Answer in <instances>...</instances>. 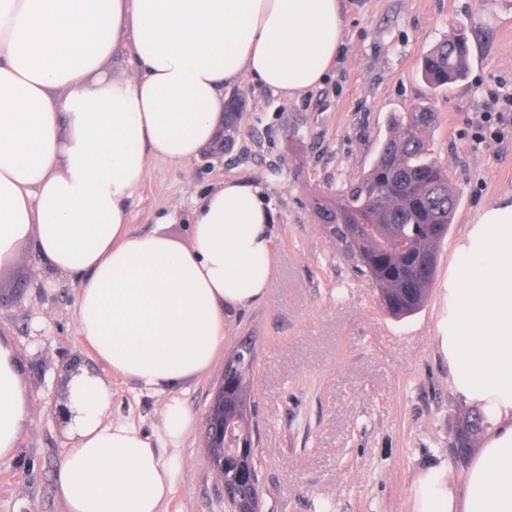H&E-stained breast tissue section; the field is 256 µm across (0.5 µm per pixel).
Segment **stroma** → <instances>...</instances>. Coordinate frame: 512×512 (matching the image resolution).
I'll return each instance as SVG.
<instances>
[{"instance_id": "obj_1", "label": "stroma", "mask_w": 512, "mask_h": 512, "mask_svg": "<svg viewBox=\"0 0 512 512\" xmlns=\"http://www.w3.org/2000/svg\"><path fill=\"white\" fill-rule=\"evenodd\" d=\"M343 43L323 83L286 100L241 81L248 122L221 155L185 167L154 159L130 206L135 231L189 244L192 212L223 178L256 186L273 220L272 286L224 318V348L257 350L254 412L263 512H411L419 479L466 458L452 446L469 407L454 393L435 329L441 288L468 224L512 198V124L480 129L488 112L512 114V0H341ZM466 28L467 76L431 92L420 59L449 30ZM436 114L434 156L458 188L453 224L438 251L424 306L403 319L383 308L371 281L345 256L314 212L315 196L368 170L391 117L420 104ZM78 285L43 272L30 253L0 267V334L23 363L35 413L15 458L0 461V512H65L54 486L68 451L52 411L73 364L106 382L114 415L147 435L164 398L134 390L100 363L78 335ZM224 372L216 357L174 396L193 422L173 449L175 491L163 512H225L204 460L203 422Z\"/></svg>"}]
</instances>
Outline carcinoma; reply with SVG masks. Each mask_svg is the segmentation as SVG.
<instances>
[{
    "instance_id": "cac0c4a2",
    "label": "carcinoma",
    "mask_w": 512,
    "mask_h": 512,
    "mask_svg": "<svg viewBox=\"0 0 512 512\" xmlns=\"http://www.w3.org/2000/svg\"><path fill=\"white\" fill-rule=\"evenodd\" d=\"M471 54L467 32L452 29L422 56L423 80L435 92L463 79ZM243 111L244 105L225 102L224 130L237 124ZM434 123L427 104L394 115L370 169L341 184L336 198L313 199L329 233L370 278L395 318L408 317L425 303L438 247L457 211L459 195L448 168L431 156ZM482 423V414L475 411L458 424L455 435L464 447L482 432Z\"/></svg>"
}]
</instances>
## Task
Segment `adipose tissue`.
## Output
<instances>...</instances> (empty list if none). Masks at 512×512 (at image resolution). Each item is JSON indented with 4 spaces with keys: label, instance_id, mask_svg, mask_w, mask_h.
<instances>
[{
    "label": "adipose tissue",
    "instance_id": "1",
    "mask_svg": "<svg viewBox=\"0 0 512 512\" xmlns=\"http://www.w3.org/2000/svg\"><path fill=\"white\" fill-rule=\"evenodd\" d=\"M339 0H0V267L31 249L79 284L81 341L136 389L168 396L161 435L191 423L171 394L213 363L224 314L271 287V215L229 177L194 211L189 244L140 234L129 203L149 158L187 166L224 125L227 86L249 78L307 95L343 37ZM124 54L123 76L107 64ZM436 344L455 392L485 416L463 480L420 478L411 512H512V200L468 225L448 267ZM68 452L55 473L65 512H162L176 468L112 395L68 385ZM34 405L0 337V461Z\"/></svg>",
    "mask_w": 512,
    "mask_h": 512
}]
</instances>
